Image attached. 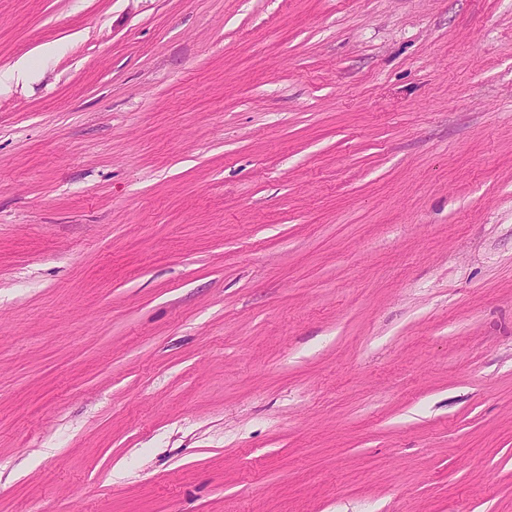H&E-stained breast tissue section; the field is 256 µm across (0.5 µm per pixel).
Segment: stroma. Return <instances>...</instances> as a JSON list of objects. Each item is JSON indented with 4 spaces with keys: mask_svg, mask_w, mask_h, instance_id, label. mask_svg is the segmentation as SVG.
I'll list each match as a JSON object with an SVG mask.
<instances>
[{
    "mask_svg": "<svg viewBox=\"0 0 512 512\" xmlns=\"http://www.w3.org/2000/svg\"><path fill=\"white\" fill-rule=\"evenodd\" d=\"M0 512H512V0H0Z\"/></svg>",
    "mask_w": 512,
    "mask_h": 512,
    "instance_id": "stroma-1",
    "label": "stroma"
}]
</instances>
